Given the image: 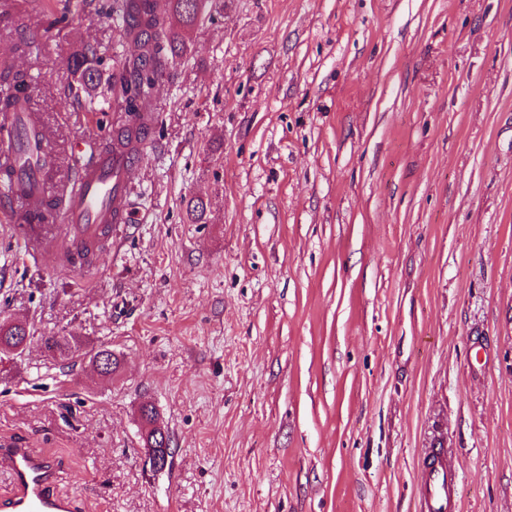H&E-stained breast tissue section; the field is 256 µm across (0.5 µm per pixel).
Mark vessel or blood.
I'll list each match as a JSON object with an SVG mask.
<instances>
[{
  "label": "vessel or blood",
  "mask_w": 512,
  "mask_h": 512,
  "mask_svg": "<svg viewBox=\"0 0 512 512\" xmlns=\"http://www.w3.org/2000/svg\"><path fill=\"white\" fill-rule=\"evenodd\" d=\"M32 93L28 85L13 88L9 96L15 103L14 111L0 113V198L17 197L18 184L26 185L24 210L8 213L20 231L18 239L31 248L49 234H56L63 245L59 260L64 263L76 250L96 251L113 222L127 221V172L137 154L113 142L111 134H104L98 151L74 176L73 185L51 223H28V215L43 210V175L54 164L41 122L30 109ZM7 462L14 493L0 501V512H71L70 501L53 490L54 469L50 460L30 449L15 447L8 450ZM458 487L459 475L451 449H426L419 488L421 512H457Z\"/></svg>",
  "instance_id": "vessel-or-blood-1"
}]
</instances>
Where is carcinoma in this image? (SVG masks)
Listing matches in <instances>:
<instances>
[{
	"instance_id": "obj_1",
	"label": "carcinoma",
	"mask_w": 512,
	"mask_h": 512,
	"mask_svg": "<svg viewBox=\"0 0 512 512\" xmlns=\"http://www.w3.org/2000/svg\"><path fill=\"white\" fill-rule=\"evenodd\" d=\"M205 8V0H168V12L163 14L156 10L154 0H128L124 23L126 29L134 33L142 47V52L135 58L125 60L119 83L126 103L125 110L133 114L143 111L147 89L151 82L166 75L170 66L183 57L187 51L189 31L198 22ZM102 57L96 47L87 45L72 57V69L83 84H91L99 75ZM117 141L131 144L143 142L148 136L145 125L130 123L116 130ZM26 330L21 324L0 320V362L13 356H21ZM47 352L54 359L67 360L81 348L77 340L57 339L49 336L43 339ZM112 358L109 369L102 377L112 380L120 362L112 350L99 348L87 352L90 361L101 355ZM141 419L146 425L143 436L144 445L153 452L163 453L157 442L161 427L156 424L153 407L141 408Z\"/></svg>"
}]
</instances>
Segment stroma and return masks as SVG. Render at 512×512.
<instances>
[{"mask_svg":"<svg viewBox=\"0 0 512 512\" xmlns=\"http://www.w3.org/2000/svg\"><path fill=\"white\" fill-rule=\"evenodd\" d=\"M101 2L0 7L56 183L131 121L69 66L94 44L108 83L136 53ZM188 39L115 247L78 273L0 221V319L35 334L0 372V444L50 457L73 512H418L439 432L460 512H512V0H209ZM43 344L47 352L52 358L60 360H67L69 356L79 352L81 345L77 340L57 339L56 337L49 336L43 339ZM156 414L153 407L148 405H143L141 408V419L144 421L147 426L145 429V434L143 436V441L145 448L149 449L153 452H158L160 454H164L163 449L161 448V444L157 442L158 436H161V431L163 430L156 424Z\"/></svg>","mask_w":512,"mask_h":512,"instance_id":"obj_1","label":"stroma"}]
</instances>
